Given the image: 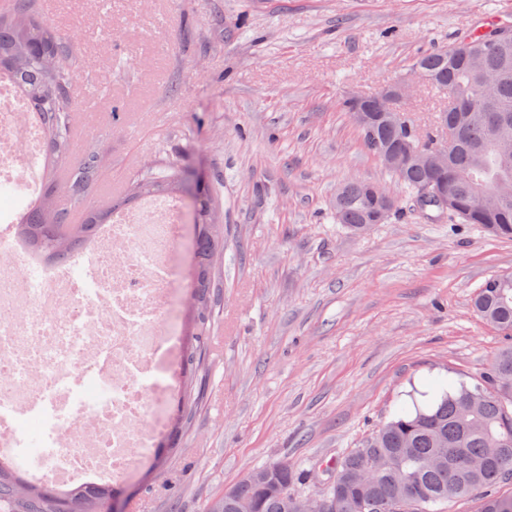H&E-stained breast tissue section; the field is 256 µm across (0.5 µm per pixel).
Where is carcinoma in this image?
Masks as SVG:
<instances>
[{
    "mask_svg": "<svg viewBox=\"0 0 512 512\" xmlns=\"http://www.w3.org/2000/svg\"><path fill=\"white\" fill-rule=\"evenodd\" d=\"M494 24L465 41L417 57L414 66L434 88L448 95V105L423 132L406 113L392 109V119L360 126L367 148L398 149L414 144L423 149L442 145L448 135V168L460 180V208L452 213L462 224L512 239V41H492ZM72 38L43 26L34 17L32 0H11L0 12V74L8 73L24 93L31 112L44 129V191L20 217L18 233L35 252L53 263L63 262L110 221L117 207L85 208L80 223L69 222L71 206L101 171V153H85L78 173H56L73 151L70 135L75 115L83 110L69 90L75 70L67 63ZM416 194L444 178L430 167L410 163L395 173ZM369 182L352 181L336 193V221L365 227L380 204L370 198ZM178 188L174 177L161 174L144 185L145 193ZM190 342L182 362L192 375L203 369L213 324L212 288L217 258L223 248V225L216 217L212 193L195 202ZM477 317L512 337V274L487 279L474 300ZM187 416L171 420L157 456L177 445ZM512 477V343L504 346L485 372L483 383L441 392L424 408L404 409L350 450L337 464L330 498L323 512H425L427 506L485 493L479 512H512V494L488 490ZM294 468L264 466L224 490L218 512H236L239 503L252 512H294L290 491ZM116 497L112 485L56 490L37 486L15 465L0 461V512H105Z\"/></svg>",
    "mask_w": 512,
    "mask_h": 512,
    "instance_id": "1",
    "label": "carcinoma"
}]
</instances>
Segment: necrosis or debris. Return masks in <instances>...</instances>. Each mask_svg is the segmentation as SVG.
I'll return each mask as SVG.
<instances>
[{
    "instance_id": "necrosis-or-debris-1",
    "label": "necrosis or debris",
    "mask_w": 512,
    "mask_h": 512,
    "mask_svg": "<svg viewBox=\"0 0 512 512\" xmlns=\"http://www.w3.org/2000/svg\"><path fill=\"white\" fill-rule=\"evenodd\" d=\"M0 75V453L36 483H111L155 456L179 380L173 315L179 197L120 210L65 263L37 259L16 224L42 191L45 136Z\"/></svg>"
}]
</instances>
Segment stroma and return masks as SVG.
Masks as SVG:
<instances>
[{
    "label": "stroma",
    "mask_w": 512,
    "mask_h": 512,
    "mask_svg": "<svg viewBox=\"0 0 512 512\" xmlns=\"http://www.w3.org/2000/svg\"><path fill=\"white\" fill-rule=\"evenodd\" d=\"M76 31L74 150L106 144L100 209L150 173L204 180L224 226L199 398L177 448L134 468L125 512H208L285 461L296 493L426 390L480 382L506 339L472 300L512 272V240L427 216L346 108L388 84L431 125L444 98L420 55L512 28V0H35ZM392 193L389 219L337 224L350 181Z\"/></svg>",
    "instance_id": "1"
}]
</instances>
